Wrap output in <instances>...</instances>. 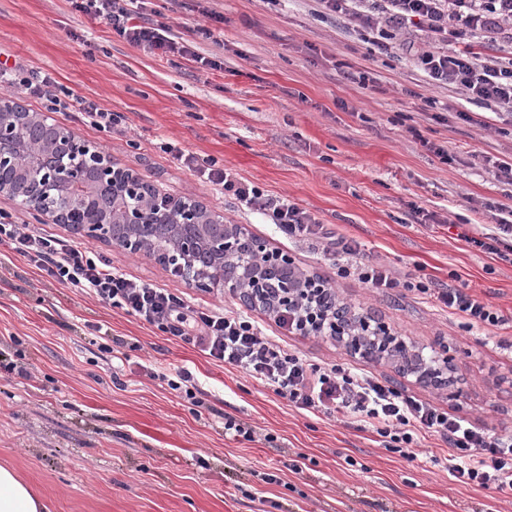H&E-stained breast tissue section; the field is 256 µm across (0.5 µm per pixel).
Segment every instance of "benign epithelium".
I'll use <instances>...</instances> for the list:
<instances>
[{"instance_id": "benign-epithelium-1", "label": "benign epithelium", "mask_w": 512, "mask_h": 512, "mask_svg": "<svg viewBox=\"0 0 512 512\" xmlns=\"http://www.w3.org/2000/svg\"><path fill=\"white\" fill-rule=\"evenodd\" d=\"M23 108L19 99L0 95V176L13 172V179L0 180L1 194H20L31 209L57 224H69L81 204L74 187L91 160L98 174L95 192L113 199L119 225L113 224L110 213L88 211L75 231L132 254L149 253L164 265H173L188 286L227 288L255 308L272 311L304 300L313 303L316 311L309 313L310 322L338 336L349 354L393 362L419 383L459 396L456 381L445 377L455 360L447 343H437L436 366L382 321L373 327L364 314L352 323L356 331L340 326L335 309L322 306L327 290L319 280L284 276L286 261L244 226L224 223L223 216L197 201L163 207L154 186L135 197L136 187L145 184L139 175L103 149L50 122L46 113Z\"/></svg>"}]
</instances>
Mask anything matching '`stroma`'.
I'll return each instance as SVG.
<instances>
[{
	"label": "stroma",
	"instance_id": "stroma-1",
	"mask_svg": "<svg viewBox=\"0 0 512 512\" xmlns=\"http://www.w3.org/2000/svg\"><path fill=\"white\" fill-rule=\"evenodd\" d=\"M195 58L152 56L73 10L70 0H0V62L49 74L78 102L120 113L99 132L77 105L53 123L108 152L162 195L192 198L244 225L300 268L334 281L341 298L416 345L444 341L462 394L448 399L365 364L330 338L282 334L231 291L187 287L145 253L105 242L113 267L180 295L193 308L232 309L315 362L370 371L473 425L512 432V327L465 329L429 297L337 277L346 256L288 237L233 197L200 182L170 143L223 160L245 182L321 219L329 236L403 280L465 288L512 315V263L460 233L495 229L512 183L488 159L512 158V122L462 120L482 107L430 88L415 65L419 34L374 52L317 0H144ZM429 97L415 105L414 94ZM448 149L443 162L434 146ZM189 369L195 400L166 380ZM255 426L249 442L227 419ZM0 464L13 467L48 512H512V496L467 486L424 455L408 462L356 420L299 410L272 387L168 337L121 309L67 288L0 246ZM277 475L275 483L264 474Z\"/></svg>",
	"mask_w": 512,
	"mask_h": 512
}]
</instances>
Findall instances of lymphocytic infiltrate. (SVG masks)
<instances>
[{"label": "lymphocytic infiltrate", "instance_id": "obj_1", "mask_svg": "<svg viewBox=\"0 0 512 512\" xmlns=\"http://www.w3.org/2000/svg\"><path fill=\"white\" fill-rule=\"evenodd\" d=\"M326 15L342 20L379 53L390 54L399 31H421L427 45L416 55L418 67L433 87L452 86L492 114L512 116V57L487 58L458 49L467 38H481L512 49V0H318ZM74 10L100 19L133 46L152 52L187 55L169 28L138 20L136 10L116 0H72ZM10 83L40 99L47 111L69 107L72 96L51 76L35 78L21 67ZM180 164L215 190L234 196L250 210L268 216L291 237L317 238L321 220L288 199L265 194L238 179L218 159L176 152ZM0 245L8 246L63 286L88 289L99 302L181 339L192 338L209 356L272 387L288 405L327 415L342 414L372 427L387 451L406 461L417 458L418 437L435 436L448 447V472L455 481L500 494H512V434L473 426L464 417L406 394L365 369L314 363L265 336L251 317L233 310L187 309L167 289L114 271L109 260L82 244L33 232L0 214ZM341 278L370 287L398 288L427 295L460 313L467 328L498 327L504 317L491 305L460 288H435L424 281L403 282L384 264L359 261L338 266Z\"/></svg>", "mask_w": 512, "mask_h": 512}]
</instances>
